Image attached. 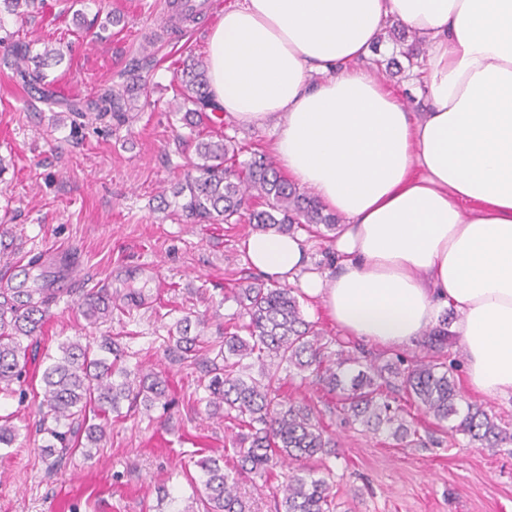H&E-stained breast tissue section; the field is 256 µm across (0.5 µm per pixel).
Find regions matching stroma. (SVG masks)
I'll return each mask as SVG.
<instances>
[{"label": "stroma", "mask_w": 512, "mask_h": 512, "mask_svg": "<svg viewBox=\"0 0 512 512\" xmlns=\"http://www.w3.org/2000/svg\"><path fill=\"white\" fill-rule=\"evenodd\" d=\"M232 2L211 0L197 21L173 32L165 29L169 0H45L34 17L0 16V56L22 29L61 44L65 58L48 70L56 97L88 98L130 69L145 81L124 122L76 129L60 121L61 106L33 97L0 66V284L58 297L24 387L41 391L47 358L61 342L114 336L126 367L161 373L173 400L166 409L123 413L94 458L76 454L53 468L41 454L47 437L36 431L32 399L1 397L0 416L18 435L0 450V512H160L161 486L181 510L192 502L198 460L231 445L223 414L189 403L202 371L169 354V331L185 315H203L208 337L223 340L238 312L230 290L252 274L243 246L252 226L186 224L163 208L196 160L174 73L187 57L206 55L208 31ZM403 49L382 36L373 75L416 115L425 108L422 85L384 68ZM91 288L121 301L96 326L75 305ZM283 394L311 404L336 441L322 463L335 476L337 512H512L508 449L433 431L425 416L423 445L406 448L388 432L348 423L312 380L289 376ZM288 473L284 466L265 480L240 477L238 493L251 512H274L273 493Z\"/></svg>", "instance_id": "35a3bbf8"}]
</instances>
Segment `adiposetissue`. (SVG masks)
<instances>
[{"mask_svg": "<svg viewBox=\"0 0 512 512\" xmlns=\"http://www.w3.org/2000/svg\"><path fill=\"white\" fill-rule=\"evenodd\" d=\"M391 18L429 48L416 117L367 65ZM207 52L217 107L273 123L280 167L343 219L336 272L297 234H250L249 264L380 345L453 309L469 387L512 397V0H236Z\"/></svg>", "mask_w": 512, "mask_h": 512, "instance_id": "1", "label": "adipose tissue"}]
</instances>
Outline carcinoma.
<instances>
[{
	"label": "carcinoma",
	"instance_id": "cac0c4a2",
	"mask_svg": "<svg viewBox=\"0 0 512 512\" xmlns=\"http://www.w3.org/2000/svg\"><path fill=\"white\" fill-rule=\"evenodd\" d=\"M7 12L20 18L37 8L36 0H0ZM33 41L19 37L3 56L4 66L29 93L50 104L65 107L73 126L111 117L121 120L128 111L126 96L131 82L140 76L131 71L119 75L121 82L92 97L73 102L50 93L46 69L64 59L61 48L46 45L32 53ZM177 96L192 107L181 120L194 132L196 174L188 173L174 191L177 211L190 221L214 224L247 222L256 231L294 234L300 230L336 232L339 218L324 210L318 200L281 174L274 160L256 149L250 151L229 136L214 137L200 130L208 96L207 61L183 62ZM250 159L241 161L244 152ZM17 301L9 288H0V393L25 397L28 347L41 331L52 295L26 294ZM240 307V322L225 329L218 346L204 334L207 320L179 319L177 335L169 348L178 360L201 367L207 382L204 397L208 408L224 414L240 430L232 441L234 471L224 469V458L196 462L202 476L194 486L203 512H247L238 495L235 475L265 476L287 458L298 463L296 472L276 489L275 512H334L336 492L330 472L305 465L317 455L332 453L335 443L325 435L314 408L282 396L281 371L309 373L329 394L338 398L340 411L368 430L382 427L404 447L422 443L415 419L392 406L389 391L398 390L417 405L436 427L462 434L481 448L491 450L512 445V425L482 407L468 403L460 410L462 395L454 378V363L444 349L452 337L448 316L428 332L421 353L406 358L394 353L388 358L359 357L346 342L323 341L316 323L304 318L298 297L288 288L256 277L232 289ZM111 297L93 289L77 303L81 315L92 325L109 316ZM60 357L42 373L38 400L39 432L48 436L44 452L61 464L73 453L92 457V449L105 437L109 415L143 403L149 410L157 403L169 405L168 383L157 373L131 377L122 365L123 350L112 338L98 347L79 341L58 345ZM251 358L261 367L260 378L246 374Z\"/></svg>",
	"mask_w": 512,
	"mask_h": 512
}]
</instances>
